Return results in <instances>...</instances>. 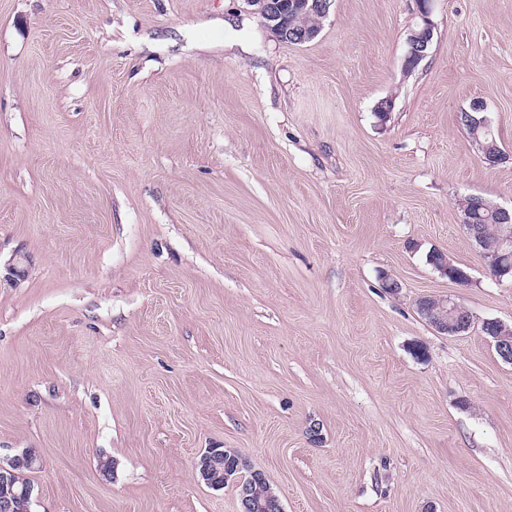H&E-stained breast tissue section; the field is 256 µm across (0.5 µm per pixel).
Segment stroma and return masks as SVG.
I'll list each match as a JSON object with an SVG mask.
<instances>
[{"mask_svg": "<svg viewBox=\"0 0 512 512\" xmlns=\"http://www.w3.org/2000/svg\"><path fill=\"white\" fill-rule=\"evenodd\" d=\"M431 18L410 70L415 0H330L300 45L247 0H0V458L39 452L32 512H239L209 448L283 512H512L481 330L512 280L458 208L512 207L458 121L483 102L512 156V0ZM446 295L463 335L417 311ZM432 299L434 305L422 311V315L434 330L440 334L456 336L470 329L472 314L454 295ZM230 459L224 463V485L229 482L236 483L239 489L241 512H282L283 508L278 495L267 494L260 489L263 477L260 472H254L252 479H243L241 470L245 467V460L237 462L234 451L228 448H209L202 454L196 463V470L205 484L220 489L222 485L216 482L218 465L222 459Z\"/></svg>", "mask_w": 512, "mask_h": 512, "instance_id": "1", "label": "stroma"}]
</instances>
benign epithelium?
<instances>
[{"label":"benign epithelium","instance_id":"1","mask_svg":"<svg viewBox=\"0 0 512 512\" xmlns=\"http://www.w3.org/2000/svg\"><path fill=\"white\" fill-rule=\"evenodd\" d=\"M249 2L257 6V13L266 28L282 42L305 44L314 40L320 32L318 26L290 28L287 23L279 21L281 10L286 8V5L279 0H249ZM416 2L421 16V25L413 30L408 43L409 52L422 59L426 56V50L433 35L429 18L431 0H416ZM290 3L297 12L313 14L321 19L326 14L329 0H290ZM497 212L502 219L504 230L496 248L482 255V259L486 268L495 272V278L501 280L505 275L512 274V208L499 206ZM422 315L434 330L448 336L467 332L473 322L471 312L453 295L434 298L432 308L422 311ZM486 330L501 358L506 362H512V327L498 320H488ZM223 459L227 460L224 464V483L237 484L241 512H283L279 496L267 494L260 489L263 481L261 474L256 473L253 478L247 480L242 478L241 470L245 464L235 460L234 452L228 448H209L202 454L196 463L199 479L214 489L221 488V484L216 482V473ZM19 465L36 470L40 466V459L35 452L28 449L5 462L0 461V485L11 483L15 468ZM18 497L26 499L34 497V486H23L12 495H0V512H14L15 499Z\"/></svg>","mask_w":512,"mask_h":512}]
</instances>
